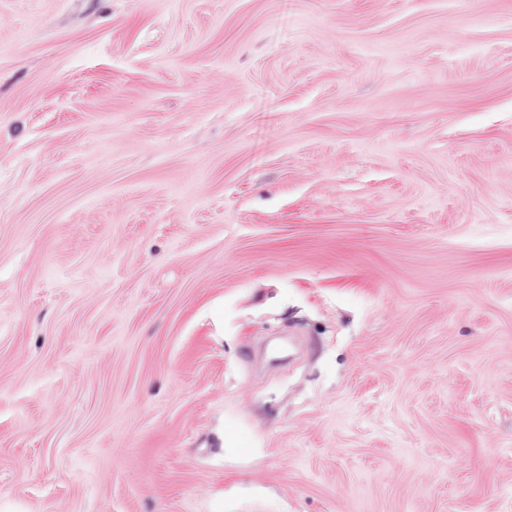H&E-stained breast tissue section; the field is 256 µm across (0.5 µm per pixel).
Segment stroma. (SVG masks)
<instances>
[{
	"label": "stroma",
	"instance_id": "35a3bbf8",
	"mask_svg": "<svg viewBox=\"0 0 512 512\" xmlns=\"http://www.w3.org/2000/svg\"><path fill=\"white\" fill-rule=\"evenodd\" d=\"M0 512H512V0H0Z\"/></svg>",
	"mask_w": 512,
	"mask_h": 512
}]
</instances>
